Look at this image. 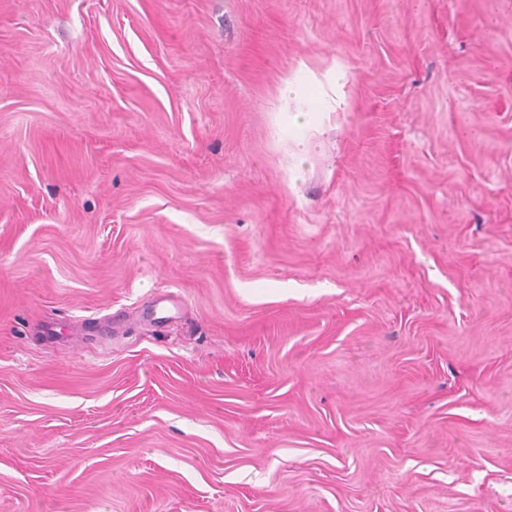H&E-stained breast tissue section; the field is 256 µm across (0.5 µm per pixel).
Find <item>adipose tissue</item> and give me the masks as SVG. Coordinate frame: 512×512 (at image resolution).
<instances>
[{"mask_svg":"<svg viewBox=\"0 0 512 512\" xmlns=\"http://www.w3.org/2000/svg\"><path fill=\"white\" fill-rule=\"evenodd\" d=\"M348 74L345 67L332 63L325 71L317 72L305 61H298L295 69L283 81L281 100L291 103L301 100L307 86L318 85L322 91V106L325 112L343 111L345 102V86Z\"/></svg>","mask_w":512,"mask_h":512,"instance_id":"adipose-tissue-1","label":"adipose tissue"}]
</instances>
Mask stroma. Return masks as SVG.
I'll use <instances>...</instances> for the list:
<instances>
[{
	"label": "stroma",
	"instance_id": "obj_1",
	"mask_svg": "<svg viewBox=\"0 0 512 512\" xmlns=\"http://www.w3.org/2000/svg\"><path fill=\"white\" fill-rule=\"evenodd\" d=\"M0 512H512V0H0ZM348 80L346 68L336 60L324 72H316L301 59L283 81L281 100L283 105L299 101L304 97L308 85L317 84L322 91L323 110L327 114L342 112L346 105L344 90ZM310 148V143L304 138H288V148L283 157L282 164L288 170V187L294 188L295 180L302 172L303 164L306 160Z\"/></svg>",
	"mask_w": 512,
	"mask_h": 512
}]
</instances>
